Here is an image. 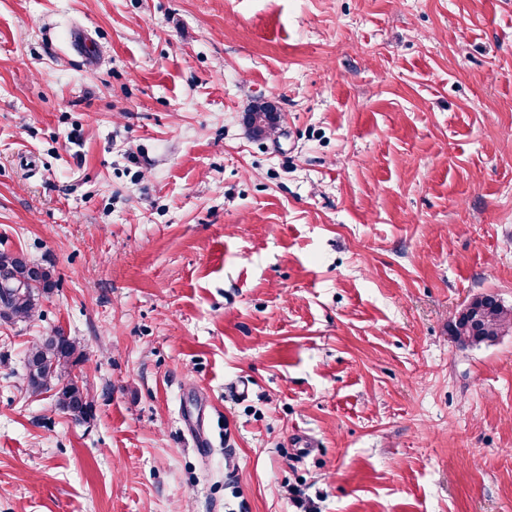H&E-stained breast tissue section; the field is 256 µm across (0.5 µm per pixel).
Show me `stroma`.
I'll use <instances>...</instances> for the list:
<instances>
[{
	"instance_id": "35a3bbf8",
	"label": "stroma",
	"mask_w": 512,
	"mask_h": 512,
	"mask_svg": "<svg viewBox=\"0 0 512 512\" xmlns=\"http://www.w3.org/2000/svg\"><path fill=\"white\" fill-rule=\"evenodd\" d=\"M0 250V512H512V0H0ZM278 115L268 105H258L246 114L248 125L257 134H265L276 128ZM11 277L7 312L4 318L26 321L34 316L40 297L55 286L50 271L28 262L19 254L0 252V277ZM460 315L450 333L462 346L491 341L512 328V308H506L494 295L480 297ZM79 356L77 346L69 336L54 332L35 342L26 359L28 390L38 395L58 387L54 394L56 406L76 420L89 416L92 408L87 382L67 373L68 367L76 363Z\"/></svg>"
}]
</instances>
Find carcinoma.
Returning <instances> with one entry per match:
<instances>
[{"label":"carcinoma","instance_id":"obj_1","mask_svg":"<svg viewBox=\"0 0 512 512\" xmlns=\"http://www.w3.org/2000/svg\"><path fill=\"white\" fill-rule=\"evenodd\" d=\"M278 115L264 104L246 114L248 125L257 134L276 128ZM11 277L7 289L8 301L5 318L26 321L34 316L40 297L55 286L51 272L28 262L19 254L0 252V276ZM512 328V308L502 305L493 295H485L473 302L450 328L451 336L462 345H476L491 341L504 330ZM80 353L75 342L55 332L42 337L28 350L26 382L35 394L57 388L56 406L75 419H83L91 412L87 382L67 373L77 362Z\"/></svg>","mask_w":512,"mask_h":512}]
</instances>
